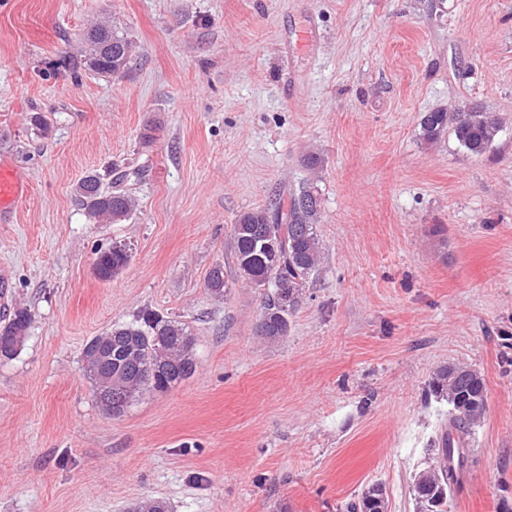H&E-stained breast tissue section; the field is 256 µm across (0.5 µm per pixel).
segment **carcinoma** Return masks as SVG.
<instances>
[{"label": "carcinoma", "instance_id": "carcinoma-1", "mask_svg": "<svg viewBox=\"0 0 512 512\" xmlns=\"http://www.w3.org/2000/svg\"><path fill=\"white\" fill-rule=\"evenodd\" d=\"M84 67L105 78L122 76L133 56L128 35L108 22L96 23L85 33ZM501 120L473 104L452 112H425L419 121L420 136L428 144L449 133L473 156L483 155L500 131ZM146 170L128 165L115 170L110 188L102 187L96 173L86 175L76 188L78 204L96 222L118 223L130 217L137 206L132 186L141 182ZM320 197L309 184L291 192L287 202L253 209L239 215L233 225V250L237 276L263 293L257 336L275 341L288 332L289 316L298 306L303 288L318 268L322 246L316 232L320 222ZM125 248L112 246L101 257L100 278L116 277L126 266ZM288 284V296L276 288ZM208 290L221 295L227 288L224 268L214 267L207 278ZM31 314L25 308L13 311L0 328V354L15 355L21 348L17 337L25 336ZM112 342L92 338L85 352L111 366L115 391L135 400L149 391H162L189 378L196 369L194 337L185 324L153 311L142 312L133 322L107 332ZM429 394L448 404V432L428 449L425 467L414 476L412 496L415 512H448L452 486L466 469L468 451L464 438L472 433L486 410V386L479 371H460L453 365L438 368L429 383ZM347 512H386V491L373 483Z\"/></svg>", "mask_w": 512, "mask_h": 512}]
</instances>
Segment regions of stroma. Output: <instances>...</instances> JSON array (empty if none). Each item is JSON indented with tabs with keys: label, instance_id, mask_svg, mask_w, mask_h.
I'll return each instance as SVG.
<instances>
[{
	"label": "stroma",
	"instance_id": "35a3bbf8",
	"mask_svg": "<svg viewBox=\"0 0 512 512\" xmlns=\"http://www.w3.org/2000/svg\"><path fill=\"white\" fill-rule=\"evenodd\" d=\"M99 21L135 43L121 77L83 66ZM468 104L503 119L482 156L420 139ZM2 159L29 190L0 223V322L32 323L0 357V512H345L374 482L414 512L448 364L487 389L449 512H512V0H0ZM127 161L136 211L91 221L77 184ZM306 181L321 263L265 341L233 225ZM144 309L189 327L197 368L114 417L83 348ZM125 248L120 246H112V253L105 254L101 257L98 265L101 270L100 278L102 280L111 281L116 277L126 266L129 261V256L125 254ZM31 324V314L26 308L13 311L8 323L0 328V349L3 357L15 355L23 345ZM17 336H25L19 343ZM2 342V343H1Z\"/></svg>",
	"mask_w": 512,
	"mask_h": 512
}]
</instances>
